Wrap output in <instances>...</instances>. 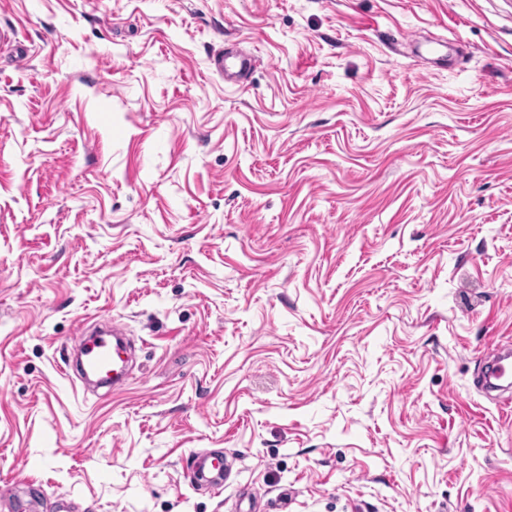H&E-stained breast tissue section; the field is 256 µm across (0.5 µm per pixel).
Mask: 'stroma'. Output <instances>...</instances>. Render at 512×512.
<instances>
[{
  "label": "stroma",
  "mask_w": 512,
  "mask_h": 512,
  "mask_svg": "<svg viewBox=\"0 0 512 512\" xmlns=\"http://www.w3.org/2000/svg\"><path fill=\"white\" fill-rule=\"evenodd\" d=\"M0 31V486L512 512L474 386L512 344V0H0ZM95 320L136 341L108 395L62 372ZM230 475L231 468L222 454L206 452L197 454L192 459L189 478L193 487L219 493L224 490V483Z\"/></svg>",
  "instance_id": "1"
}]
</instances>
